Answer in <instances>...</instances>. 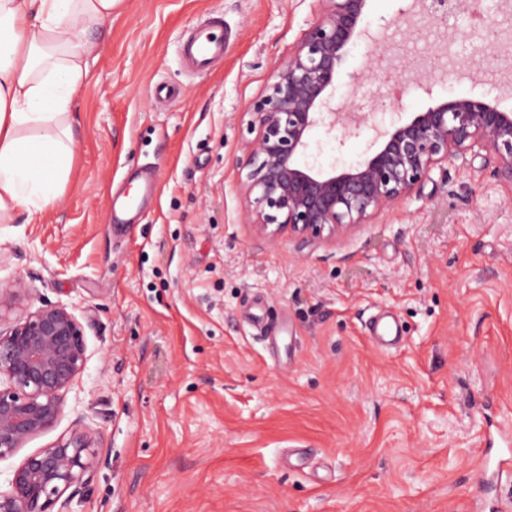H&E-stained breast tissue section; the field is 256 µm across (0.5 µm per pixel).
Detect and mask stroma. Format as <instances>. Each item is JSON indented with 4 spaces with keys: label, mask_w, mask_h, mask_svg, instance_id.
<instances>
[{
    "label": "stroma",
    "mask_w": 512,
    "mask_h": 512,
    "mask_svg": "<svg viewBox=\"0 0 512 512\" xmlns=\"http://www.w3.org/2000/svg\"><path fill=\"white\" fill-rule=\"evenodd\" d=\"M412 0H369L363 22L390 50L336 100L388 126L432 99L475 96L512 111V53L488 51L474 13L408 37ZM316 0H121L94 33L75 115L71 177L41 223L0 224V283L22 306H71L88 360L57 425L0 459V492L22 460L77 418L101 431L96 474L70 512H475L477 453L512 435V186L451 162L393 210L336 238L257 237L236 166L245 112L316 17ZM224 58L188 71L179 45L206 19ZM425 72V94L404 65ZM177 86L171 102L155 84ZM373 133L315 127L303 159L364 160ZM153 174L154 198L113 228L112 198ZM285 323L274 342L245 321ZM393 313L399 349L366 336Z\"/></svg>",
    "instance_id": "stroma-1"
}]
</instances>
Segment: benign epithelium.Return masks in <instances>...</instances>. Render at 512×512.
<instances>
[{
  "instance_id": "obj_1",
  "label": "benign epithelium",
  "mask_w": 512,
  "mask_h": 512,
  "mask_svg": "<svg viewBox=\"0 0 512 512\" xmlns=\"http://www.w3.org/2000/svg\"><path fill=\"white\" fill-rule=\"evenodd\" d=\"M319 13L288 59L275 68L254 103L242 140L239 168L246 217L262 238L284 231L304 241L349 234L397 206L431 170L448 161L473 165L512 186V113L477 97L462 96L429 107L391 127L371 124L375 149L338 173L301 165L310 131L318 123L342 138L358 125L343 122L330 90L350 46L369 40L362 26L368 0H317ZM477 0H428L437 19L470 10ZM31 288L18 279L0 284V319ZM84 328L66 304H44L0 328V459L52 429L63 414L62 392L87 362ZM102 435L84 420L55 442L26 456L14 470L11 490L0 492V512H69L75 490L96 471Z\"/></svg>"
}]
</instances>
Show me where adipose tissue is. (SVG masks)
Segmentation results:
<instances>
[{"label": "adipose tissue", "mask_w": 512, "mask_h": 512, "mask_svg": "<svg viewBox=\"0 0 512 512\" xmlns=\"http://www.w3.org/2000/svg\"><path fill=\"white\" fill-rule=\"evenodd\" d=\"M119 0H0V223L53 209L74 159V109L91 69L89 33Z\"/></svg>", "instance_id": "adipose-tissue-1"}]
</instances>
